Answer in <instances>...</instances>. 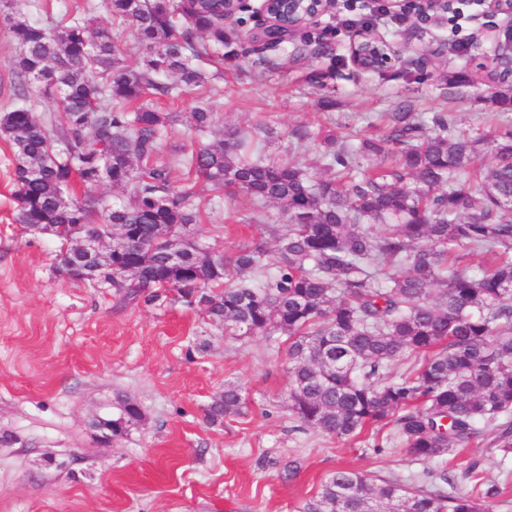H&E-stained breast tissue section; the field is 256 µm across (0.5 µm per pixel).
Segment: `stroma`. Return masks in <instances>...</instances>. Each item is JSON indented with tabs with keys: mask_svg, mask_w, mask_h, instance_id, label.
<instances>
[{
	"mask_svg": "<svg viewBox=\"0 0 512 512\" xmlns=\"http://www.w3.org/2000/svg\"><path fill=\"white\" fill-rule=\"evenodd\" d=\"M371 5L334 0L288 42L256 50L247 38L259 16L226 19L239 59L216 82L214 124L201 133L189 123L200 91L159 100L169 116L164 151L257 126L267 154L310 164L326 131L352 145L380 132L390 112L415 113L427 128L448 113L474 133L512 120V107L489 99L492 65L479 44L492 20L483 0H454L440 21L412 10L374 14L373 29L405 53L400 64L364 73L350 60L352 31L342 21ZM296 129L315 134L309 149ZM195 190L206 208L196 238L215 250L234 253L283 221L279 206L255 216L243 194L204 179ZM13 191L12 152L0 141V512H301L336 469L406 485L422 471L389 442L391 425L339 441L301 424L288 402L287 336H229L201 305L173 294L123 303L65 279L60 242L15 224ZM229 385L241 391V414L209 420ZM124 400L141 420L100 440L95 421L116 417ZM493 440V429L480 427L449 461L452 491L506 485L494 512H512V474ZM472 463L474 477H464Z\"/></svg>",
	"mask_w": 512,
	"mask_h": 512,
	"instance_id": "stroma-1",
	"label": "stroma"
}]
</instances>
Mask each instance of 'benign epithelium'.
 Segmentation results:
<instances>
[{
  "label": "benign epithelium",
  "instance_id": "7a95c632",
  "mask_svg": "<svg viewBox=\"0 0 512 512\" xmlns=\"http://www.w3.org/2000/svg\"><path fill=\"white\" fill-rule=\"evenodd\" d=\"M399 9L410 4L425 12L441 17L451 8V0H389ZM333 0H259L257 13L262 18L261 39L268 45L277 44L298 31L304 23L326 12ZM496 76H512V22L494 30L486 48ZM350 56L357 69L363 72L378 71L402 61V50L396 42L389 41L374 30L368 29L353 35L350 41ZM105 238L75 240L83 257L76 271L82 280L100 284V272L104 269L103 246Z\"/></svg>",
  "mask_w": 512,
  "mask_h": 512
}]
</instances>
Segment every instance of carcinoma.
<instances>
[{"label":"carcinoma","instance_id":"1","mask_svg":"<svg viewBox=\"0 0 512 512\" xmlns=\"http://www.w3.org/2000/svg\"><path fill=\"white\" fill-rule=\"evenodd\" d=\"M112 23L144 47L129 62L96 30L91 6L46 26L21 14L0 22L13 53L14 102L0 110V139L15 165L17 224H51L78 261L74 226L112 235V290L153 303L159 290L190 301L202 292L210 319L237 336L288 334L290 409L340 441L387 421L416 462H445L483 423L512 455V128L491 136L457 129L443 115L429 130L397 112L381 136L352 149L336 140L317 178L298 162L246 158L251 137L229 131L189 152L160 149L167 114L150 96L214 91L198 61L226 45L224 0H104ZM49 98L53 112L36 113ZM214 101L191 113L206 131ZM493 163L472 167L482 151ZM372 161L370 171L362 160ZM278 204L287 230L269 254L256 240L234 254L192 234L202 221L192 177ZM109 185L124 199L91 219L88 192ZM485 256L478 274L469 258ZM273 268L256 285L246 272ZM423 355L412 371L392 365ZM236 386L208 417L241 414ZM141 417L124 402L112 434ZM441 466L408 487L339 468L302 512H493L502 488L449 494Z\"/></svg>","mask_w":512,"mask_h":512}]
</instances>
